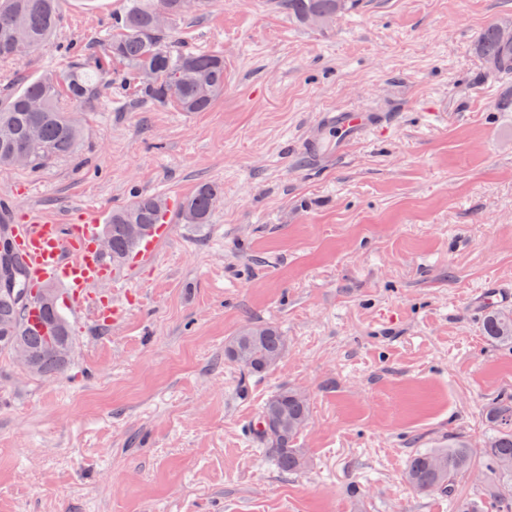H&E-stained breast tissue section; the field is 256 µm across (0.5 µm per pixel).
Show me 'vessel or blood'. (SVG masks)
<instances>
[{"instance_id":"obj_1","label":"vessel or blood","mask_w":512,"mask_h":512,"mask_svg":"<svg viewBox=\"0 0 512 512\" xmlns=\"http://www.w3.org/2000/svg\"><path fill=\"white\" fill-rule=\"evenodd\" d=\"M375 113L347 109L322 112L316 117L313 145H321L324 132L335 133L339 146L360 139L376 126ZM170 223L157 225L143 246L138 261L151 264L157 245L169 237ZM12 232L26 259L31 280L57 279L64 283L73 310H82L91 300V290L105 282L120 280L112 263L96 246L98 227L90 222L60 224L50 220H22Z\"/></svg>"}]
</instances>
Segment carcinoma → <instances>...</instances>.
<instances>
[{
	"mask_svg": "<svg viewBox=\"0 0 512 512\" xmlns=\"http://www.w3.org/2000/svg\"><path fill=\"white\" fill-rule=\"evenodd\" d=\"M356 0H282L288 15L303 25L329 26ZM59 0H0V60L20 59L49 41L60 24ZM201 5V0H125L122 11L112 18V38L103 58L89 61L82 47L70 43L65 55L72 59L64 79L46 72L28 80L0 98V165L43 168L58 158L77 152L82 129L71 115V104L95 105L98 88L113 76L130 91L134 100L156 106L173 105L183 112H205L224 90V57L186 52L177 46L173 23ZM503 27L488 25L476 52L485 68L495 74L512 73V40ZM222 198V189L203 183L184 199L176 219L183 224H207ZM166 200L136 194L112 210L103 231L109 235L110 257L127 261L137 244L127 238L124 226L142 224L145 234L167 214ZM29 305L0 288V350L13 353L21 344L34 360L40 376L61 371L69 358L60 356L58 337L72 342L61 302L45 305L40 292L25 281ZM488 341L512 346V313L490 310L484 318ZM287 341L274 326L250 324L242 327L227 346L229 358L241 352L240 367L251 375L272 368L281 359ZM310 407L291 389H281L263 404L258 436L265 452L283 473H297L308 464L298 439L309 419ZM495 427L484 448V461L497 478L499 512H512V397L494 402L486 411ZM475 460L466 441L454 438L448 444L410 456L407 481L418 491H442L453 502V512H475L472 504L458 498L457 479L471 472Z\"/></svg>",
	"mask_w": 512,
	"mask_h": 512,
	"instance_id": "obj_1",
	"label": "carcinoma"
}]
</instances>
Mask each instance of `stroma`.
<instances>
[{
    "label": "stroma",
    "instance_id": "stroma-1",
    "mask_svg": "<svg viewBox=\"0 0 512 512\" xmlns=\"http://www.w3.org/2000/svg\"><path fill=\"white\" fill-rule=\"evenodd\" d=\"M124 0H62L55 40L0 63V89L52 71L80 43L101 56ZM512 0H357L327 29L278 0H204L174 24L224 58L205 112L135 105L118 83L78 106L79 152L0 168V197L34 218L108 219L133 193L169 209L204 182L209 223L174 224L124 288L112 323L72 324L71 364L35 377L0 353V512H451L404 477L411 454L512 396V347L468 298L512 284V74L475 45ZM388 122L343 152L304 141L318 113ZM288 350L251 375L225 348L250 323ZM305 396L309 463L282 473L253 431L279 389ZM485 465L458 483L496 512Z\"/></svg>",
    "mask_w": 512,
    "mask_h": 512
}]
</instances>
